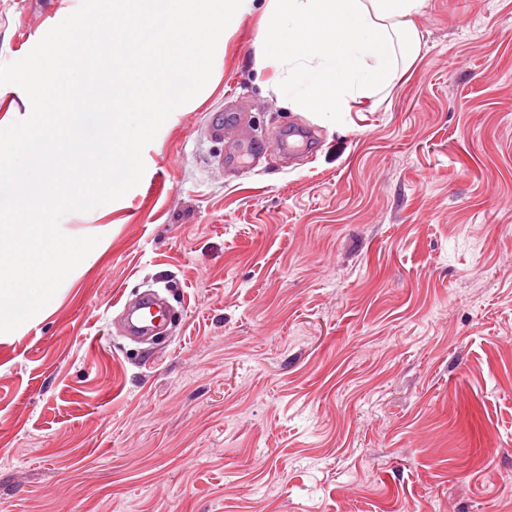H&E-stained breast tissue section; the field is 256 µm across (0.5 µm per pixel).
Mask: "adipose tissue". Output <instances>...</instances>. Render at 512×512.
Listing matches in <instances>:
<instances>
[{"label": "adipose tissue", "instance_id": "obj_1", "mask_svg": "<svg viewBox=\"0 0 512 512\" xmlns=\"http://www.w3.org/2000/svg\"><path fill=\"white\" fill-rule=\"evenodd\" d=\"M425 7L426 0H266L256 61L282 70L272 89L287 92L291 108L331 120L411 68L421 47L413 19Z\"/></svg>", "mask_w": 512, "mask_h": 512}]
</instances>
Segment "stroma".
<instances>
[{
  "mask_svg": "<svg viewBox=\"0 0 512 512\" xmlns=\"http://www.w3.org/2000/svg\"><path fill=\"white\" fill-rule=\"evenodd\" d=\"M81 4L0 0V65ZM263 8L140 183L63 217L106 248L0 343V512H512V0H428L332 122L269 91ZM124 309L128 331L141 336L155 332L166 312L164 302L152 290L146 291L136 303H126Z\"/></svg>",
  "mask_w": 512,
  "mask_h": 512,
  "instance_id": "obj_1",
  "label": "stroma"
}]
</instances>
